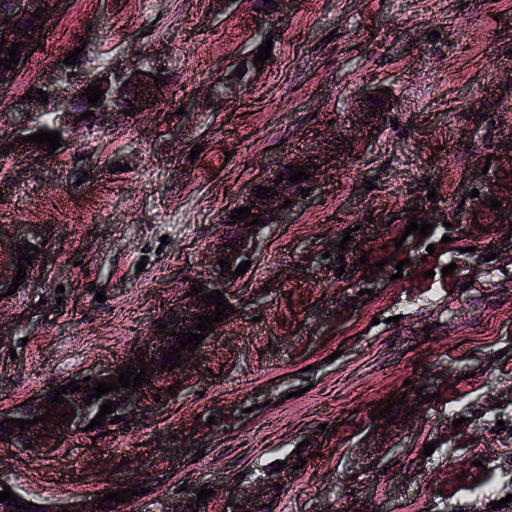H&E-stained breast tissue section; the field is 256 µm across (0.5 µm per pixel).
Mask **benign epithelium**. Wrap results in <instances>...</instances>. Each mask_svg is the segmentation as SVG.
I'll return each mask as SVG.
<instances>
[{"instance_id": "1", "label": "benign epithelium", "mask_w": 512, "mask_h": 512, "mask_svg": "<svg viewBox=\"0 0 512 512\" xmlns=\"http://www.w3.org/2000/svg\"><path fill=\"white\" fill-rule=\"evenodd\" d=\"M13 12L9 17V22H0V38L6 39L5 45L0 47V58L6 57L7 48L11 47V43H19L21 47L16 51L15 59L19 60V64L13 70H7L0 75V86L7 87L12 84L18 69L27 62V56L31 55V50L35 47L39 35L40 27H30L23 23V19L31 16L36 8L43 6V0H12ZM163 67L161 61L157 58L152 59V68L150 73L152 76H142L136 73V69L124 67L122 65H109L108 72L104 74L106 80L101 82L102 89L105 90L104 96L98 101L97 105L88 104V99L82 96L84 93V81L76 78L72 66L59 63L55 74L48 80L39 82L40 89L48 93V103L51 104L53 123H58L59 116H78L85 111H91L94 116L110 114L116 111L112 106L114 99H127L132 103L134 112L141 113L147 108L154 106L166 95V82L162 81L164 73L160 72ZM161 79V82L154 83V78ZM314 160L304 159L295 161L293 165L304 167V171L310 174L309 179L302 181L298 186L290 189L288 185L281 182L275 183L279 179V173L275 172L268 175L260 182L263 187L272 188V192L278 193V196L263 201L256 197L258 189L248 194L242 202V206L251 207V213L260 215L262 224L245 226L243 223L234 225V231L227 245H218L212 255L213 264L216 265L215 275L201 280L203 293L207 294L211 291L218 290L224 294L228 293V286L231 285L235 278L229 274L226 268L218 266V260L228 259L231 269H236L244 260H250L254 256L258 247V231L267 229L275 223H280V216L285 209L281 208V204L287 199L296 200L301 194V188H307L314 180L319 170L310 167ZM214 307L207 306L201 300H196L194 296L186 297V304L178 306L172 312L166 314V317L160 320V323L167 325L166 333H160V329L152 330L150 336L142 343V349L134 350L122 362L113 365L105 370L98 372L91 377V380H78L81 385L80 391L71 393L66 391L64 398L67 402L58 405L55 415L50 417V421L42 424L38 423L34 426H27L25 429H19V425L14 423L6 424L8 431L0 430V442L9 440L13 443L25 445L32 443L35 448H44L49 439L56 437L62 432L68 430L72 426H86L90 424L92 417L89 415L88 406L85 400L89 396L87 388L96 386V382L108 381L110 379L117 380L118 373L116 370L131 365L135 368L141 365L139 359L146 362V375L155 382L163 376L176 374L179 368L185 367L196 356V353L187 350L181 351V358L178 361L180 367H175L168 371L161 369L163 364V353L169 351L172 336L170 332L176 328L193 327L198 322V317L202 315H211ZM123 399V403L115 407V411L105 416V421H110L116 416L125 419L130 418L134 414V409L142 405L141 399L132 397V391L129 389H120V391H112L99 399H93L96 406L100 407L103 403L111 400ZM52 399V394L48 393L40 395L35 400L27 401V405L22 406L12 412H0V422L6 418L16 419H33L50 408L48 400ZM75 408L76 417L72 421L56 424L58 413L70 411ZM42 435V438H36V435ZM223 502L222 512H262L260 503V495H239L230 493L224 487H219Z\"/></svg>"}]
</instances>
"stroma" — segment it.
<instances>
[{
    "label": "stroma",
    "instance_id": "1",
    "mask_svg": "<svg viewBox=\"0 0 512 512\" xmlns=\"http://www.w3.org/2000/svg\"><path fill=\"white\" fill-rule=\"evenodd\" d=\"M45 9L39 47L0 94V263L28 224L49 253L0 299V409L138 348L211 274L226 217L261 179L328 162L261 234L234 313L177 385L149 387L129 428L0 444V481L57 506L146 484L122 512L221 482L261 488L267 512H512V224L490 207L512 180V0H288L270 17L271 59L211 108L199 94L259 50L253 0ZM72 52L87 77L160 58L167 95L149 114L69 123L51 154L17 144L40 119L13 103ZM416 203L434 222L424 238L406 231ZM277 460L282 484L261 485Z\"/></svg>",
    "mask_w": 512,
    "mask_h": 512
}]
</instances>
